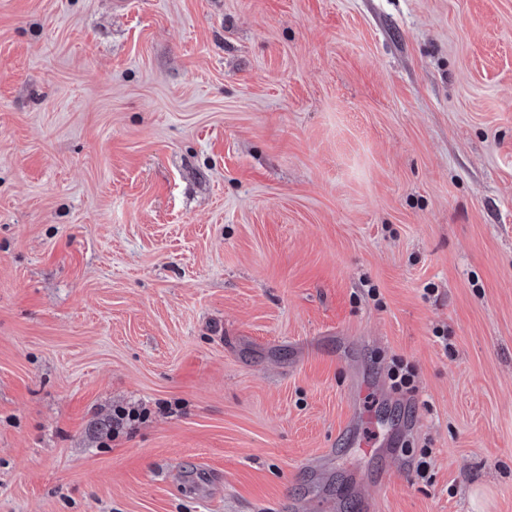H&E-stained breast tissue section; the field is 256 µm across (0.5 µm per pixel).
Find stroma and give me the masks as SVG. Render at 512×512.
Segmentation results:
<instances>
[{
  "label": "stroma",
  "mask_w": 512,
  "mask_h": 512,
  "mask_svg": "<svg viewBox=\"0 0 512 512\" xmlns=\"http://www.w3.org/2000/svg\"><path fill=\"white\" fill-rule=\"evenodd\" d=\"M367 501L512 512V0H0V512ZM388 380L395 393L412 395L416 392L415 374L411 366L402 360L394 359L388 368Z\"/></svg>",
  "instance_id": "obj_1"
}]
</instances>
